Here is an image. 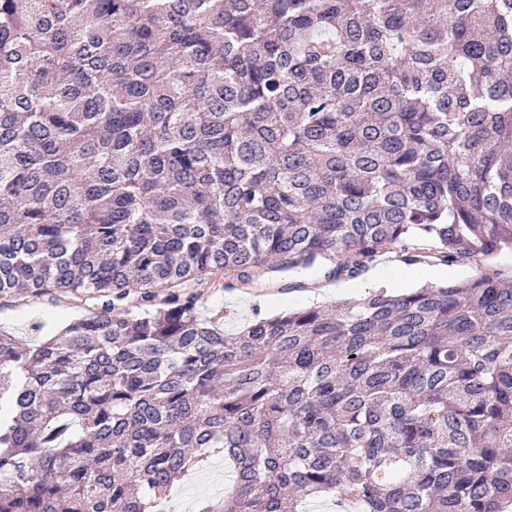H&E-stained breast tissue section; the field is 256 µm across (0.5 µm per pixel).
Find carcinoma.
Returning a JSON list of instances; mask_svg holds the SVG:
<instances>
[{"mask_svg":"<svg viewBox=\"0 0 512 512\" xmlns=\"http://www.w3.org/2000/svg\"><path fill=\"white\" fill-rule=\"evenodd\" d=\"M512 250V0H0V512H504L512 280L201 319L192 288ZM92 308L78 298L66 295L15 293L0 295V328L28 343L60 333L73 319ZM224 458L215 456L180 481L169 493L164 509L167 512H197L205 500L219 498L231 487Z\"/></svg>","mask_w":512,"mask_h":512,"instance_id":"obj_1","label":"carcinoma"}]
</instances>
